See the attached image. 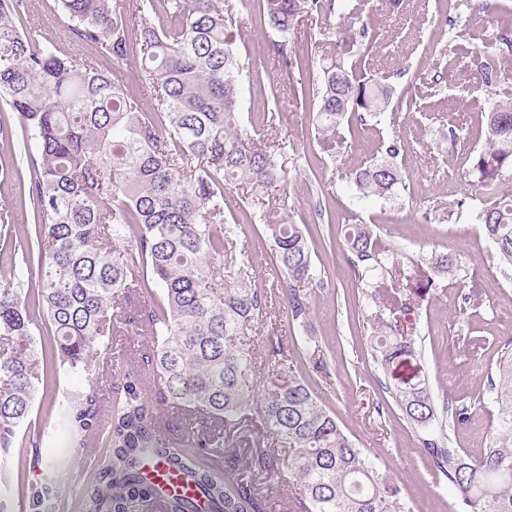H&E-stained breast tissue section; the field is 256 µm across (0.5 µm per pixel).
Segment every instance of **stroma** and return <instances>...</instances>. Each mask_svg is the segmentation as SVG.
Returning a JSON list of instances; mask_svg holds the SVG:
<instances>
[{"label":"stroma","mask_w":512,"mask_h":512,"mask_svg":"<svg viewBox=\"0 0 512 512\" xmlns=\"http://www.w3.org/2000/svg\"><path fill=\"white\" fill-rule=\"evenodd\" d=\"M366 9L369 27L381 33L372 67L387 76L397 93H408L414 104L399 113L405 148L398 162L410 176V191L383 205H365L362 216L404 256L426 259L446 249L457 255L463 279L432 291L422 301L418 345L435 398L468 405V422L451 438L454 447L476 455L488 446L494 423L480 402L487 375L496 364L499 342L512 337V279L492 261L494 247L480 225L438 224L425 221L424 214L433 201L457 198L465 188L460 161L441 138L442 126L451 118L472 121L485 89L476 82L475 68L464 62L444 92L432 95L431 81L443 64L438 50L448 44L433 27L437 0H368ZM254 61L278 84L280 93L273 100L267 90L244 84L241 111L254 118L275 109L280 116L276 133L287 156L300 158L313 145L312 108L293 89L307 82L309 74L286 73L278 58L268 53L256 54ZM0 123L9 129L8 137L0 138V210L10 209L15 216L8 240L0 239V276H5L22 258L14 245L26 238L32 217L17 178L30 161L24 151L25 122L0 105ZM378 138L372 130L355 135L347 153L325 158L322 169L291 177L287 211L295 223L314 227L316 265L334 285L312 292L309 315L301 325L289 320L285 301L273 299L271 318L256 324L251 339L260 351L271 334H278L294 375L306 379L356 445L388 469L412 512H461L452 489L434 475L417 433L379 383L382 370L371 357L359 292L340 234L347 203L329 195L331 181L368 159ZM321 206L334 219L331 230L315 227ZM468 294L478 296L481 305L464 316L460 309ZM85 384L83 374L62 373L39 385L22 443L9 452L0 451V502L29 506L31 489L48 484L58 512H76L67 474L84 466L98 450L75 447L57 425L65 395ZM260 425L256 410H248L223 454L212 457V466L260 478L257 451L267 444Z\"/></svg>","instance_id":"stroma-1"}]
</instances>
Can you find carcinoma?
Wrapping results in <instances>:
<instances>
[{
	"label": "carcinoma",
	"instance_id": "carcinoma-1",
	"mask_svg": "<svg viewBox=\"0 0 512 512\" xmlns=\"http://www.w3.org/2000/svg\"><path fill=\"white\" fill-rule=\"evenodd\" d=\"M68 36L98 47L121 63L141 56L139 81L156 102L144 108L97 56L82 61L55 41L25 33L19 0H0V101L25 120L37 156L27 189L34 224L22 263L0 283V448L30 423L35 392L45 375L87 373V385L67 397L59 427L80 448L103 445L94 475L72 491L79 512H139L157 493L139 471L149 455L199 489L211 512H260L252 479L220 471L207 459L224 437L192 432L175 448L162 434L160 410L200 414L224 428L256 407L270 439L267 475L282 480L280 449H288V506L294 512H411L388 475L345 434L304 379L288 378L256 393L265 371L243 337L270 315L271 297L252 283V251L243 226L260 223L276 264L275 286L288 317L303 324L310 290L329 287L308 241L309 229L274 204L241 219L224 218V192L248 183L257 189L290 180L284 146L256 140L240 119L239 74L263 82L257 64L234 40L236 0H57ZM267 49L286 68L311 72L301 86L313 102L321 153L347 149L344 132L369 122L390 132L372 158L340 179L352 201L344 229L347 261L360 288L373 335L371 356L385 389L417 430L439 480L456 493L463 512H512V339L488 375L484 398L496 409L490 444L478 456L452 446L450 432L467 423L468 408L438 403L422 370L407 381L396 372L421 359L416 311L422 294L446 279H461L455 255L436 253L415 264L402 283L404 262L366 224L357 205L388 203L407 191L397 163L402 150L397 110L386 79L372 73L377 40L368 37L359 0H258ZM317 15L320 38L297 52L298 17ZM459 24L448 43L462 57L486 54L491 38ZM512 63L485 74L490 110L474 124H448L444 139L457 148L466 181L457 198L429 207L453 224H479L499 268L512 271ZM162 290L156 297L153 287ZM147 297L140 326L151 339L145 363L159 379L147 396L142 370L129 366L107 412L101 381L92 374L93 347L112 335L122 299ZM49 331L45 344L37 339Z\"/></svg>",
	"mask_w": 512,
	"mask_h": 512
}]
</instances>
